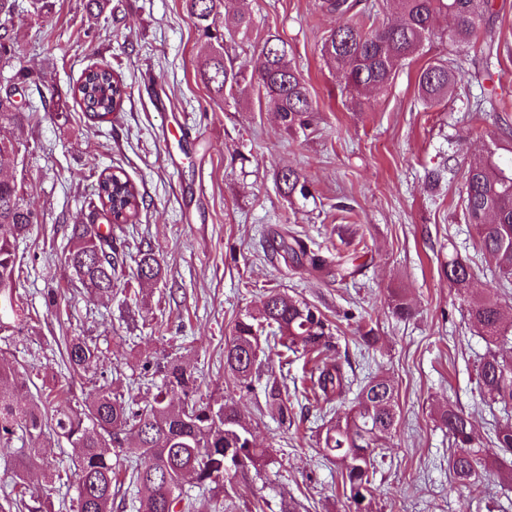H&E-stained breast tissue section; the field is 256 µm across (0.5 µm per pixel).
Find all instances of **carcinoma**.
<instances>
[{
  "instance_id": "carcinoma-1",
  "label": "carcinoma",
  "mask_w": 512,
  "mask_h": 512,
  "mask_svg": "<svg viewBox=\"0 0 512 512\" xmlns=\"http://www.w3.org/2000/svg\"><path fill=\"white\" fill-rule=\"evenodd\" d=\"M227 2L185 0L195 27L218 44L199 70L201 81L216 99L233 95L248 82L263 93L287 128H306L314 111L313 99L291 63L288 41L268 32L260 45L261 64L250 74L224 57L217 19ZM316 6L338 19L324 37L320 53L343 84L348 102L359 109L364 91L391 84L400 68L436 38L459 48L479 46L490 51L495 45L492 33L482 28L484 19L498 16L492 0H390L399 22L381 26L364 24L372 10L362 0H317ZM447 16L454 19V26L441 31L439 21ZM13 46V33L0 25L1 73L13 70ZM31 76L30 71L14 70L8 86L0 90V170L23 161L25 142L16 131L31 114L21 110L16 96ZM457 81L454 63L439 58L419 69L417 93L424 105L434 107L448 98ZM73 95L89 116L104 120L121 109L125 86L112 66H94L83 73ZM501 150L512 154V144L495 142L486 154L464 162L461 201L465 222L476 230L479 250L508 280L512 278V158L503 157ZM276 180L287 197L309 192L306 178L293 169L281 171ZM97 197L98 204L90 211L92 220L71 227L65 263L92 297L104 299L112 297L114 287L124 279V261L112 232L132 222L143 197L120 168L101 174ZM41 221V214L28 204L22 183L0 179V331L10 328L8 319L17 313L16 242ZM442 274L466 306L471 326L490 347L476 367L480 396L489 404L512 406V357L496 352L512 342L502 325L499 299L470 293L473 267L459 256L448 260ZM136 277L147 284L161 280L162 266L153 252L140 253ZM330 338V324L317 307L270 290L258 314L235 322L231 338L224 343V372L248 387L260 376L261 340L271 339L294 355L317 359L329 348ZM66 354L77 373L89 371L98 358L97 348L79 336L67 340ZM162 378V386L150 397H126L100 388L84 408L69 401L24 403L17 392L26 382L1 362L0 443L16 437L27 443L16 462L15 484L24 486L27 474L36 469L54 479L58 470L48 468L41 454L43 441L50 435L65 439L73 448L69 471L77 485L74 512H112L121 473L130 475V481L144 491L138 512H191L192 504L184 498L185 485L222 490L224 481L268 462V450L257 447L252 424L234 403L194 399L197 380L176 360L166 362ZM311 378L316 400L331 408L352 384L348 370L339 363L315 364ZM264 399L281 424L293 420L294 406L278 383L265 385ZM437 418L448 430L453 447L448 456L451 482L466 485L481 477L486 472L482 441L469 415L450 404ZM397 422L395 386L388 377L375 376L362 388L356 408L326 429L324 457L340 468L352 512H369L367 499L380 466L376 449ZM493 431L503 462L497 476L505 488L512 485V420L495 423ZM127 436L135 441L137 459L119 451L106 452L107 443L121 448Z\"/></svg>"
}]
</instances>
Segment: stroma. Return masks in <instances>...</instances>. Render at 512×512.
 Masks as SVG:
<instances>
[{
  "label": "stroma",
  "instance_id": "obj_1",
  "mask_svg": "<svg viewBox=\"0 0 512 512\" xmlns=\"http://www.w3.org/2000/svg\"><path fill=\"white\" fill-rule=\"evenodd\" d=\"M494 24L498 56L484 75L474 73L473 53L459 51L462 76L447 101L428 108L418 98L417 70L445 53L425 46L385 89L366 95L364 109L346 105L333 70L319 53L334 17L314 0H230L248 10L249 40L231 35L223 21L226 55L252 70L253 51L267 32L279 33L310 87V125L284 129L276 113L250 86L236 99H213L198 76L209 44L196 29L184 0H110L111 17L87 10V0H48L34 10L17 0L9 20L17 34L14 64L32 71L26 101L33 116L19 171L29 201L43 216L18 241L21 317L14 332L0 334V353L33 383L21 399L47 394L88 400L98 388L120 394L155 390L159 364L176 358L198 378L204 400L231 397L250 420L270 463L236 478L230 495L188 488L194 512H349L340 469L322 456L327 419L311 398L312 366L300 358L288 366L291 425H280L264 404L263 381L243 388L224 372V343L238 317L257 312L272 289L315 305L329 320L333 338L326 364H351L354 382L338 415L355 405L374 375L390 377L399 420L381 441L384 456L373 484L372 512H487L497 502L512 512V491L484 475L450 488L445 430L438 409L454 403L471 413L482 454L495 463L493 419L475 384L485 341L440 269L450 256L473 260L477 295L512 294L476 248V234L461 210L464 158L485 152L492 140L512 139V0ZM111 64L126 95L106 121L88 116L73 96L83 72ZM192 136H182L177 117ZM122 168L144 198L137 220L125 225L126 270L139 250L160 258L156 286L131 284L112 300H92L67 270L71 225L81 223L103 171ZM298 170L307 197L285 199L275 175ZM442 169L432 183L428 171ZM299 238L321 255H339L355 268L342 279L314 270L280 251L281 240ZM415 313L397 319V297ZM377 341L361 346L359 332ZM96 343L100 357L82 375L65 354L67 337ZM31 512L75 499V480L47 482L32 471L27 482Z\"/></svg>",
  "mask_w": 512,
  "mask_h": 512
}]
</instances>
